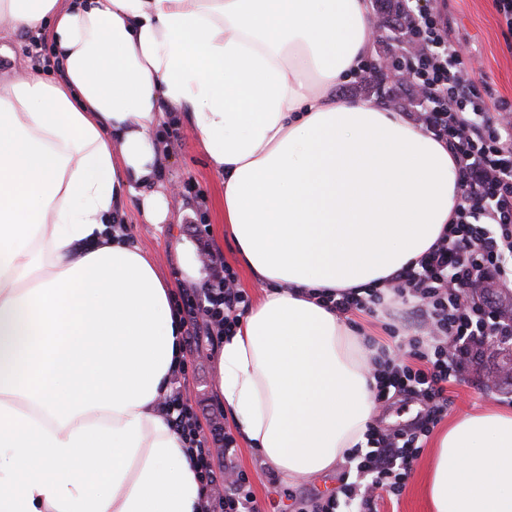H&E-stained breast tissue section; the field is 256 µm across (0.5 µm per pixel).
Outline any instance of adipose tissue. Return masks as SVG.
<instances>
[{"mask_svg":"<svg viewBox=\"0 0 512 512\" xmlns=\"http://www.w3.org/2000/svg\"><path fill=\"white\" fill-rule=\"evenodd\" d=\"M372 0H0V37L49 38L60 77L0 75V512H201L159 404L183 328L128 193L169 220L153 132L187 114L224 177V228L265 288L225 337L218 389L285 482L364 446L367 331L329 302L418 261L458 168L390 107L338 95L371 54ZM428 512H512V408L442 429Z\"/></svg>","mask_w":512,"mask_h":512,"instance_id":"1","label":"adipose tissue"}]
</instances>
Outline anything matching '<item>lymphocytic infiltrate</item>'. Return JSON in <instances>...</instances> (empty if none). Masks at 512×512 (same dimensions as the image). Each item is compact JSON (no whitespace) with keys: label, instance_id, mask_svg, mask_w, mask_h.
Wrapping results in <instances>:
<instances>
[{"label":"lymphocytic infiltrate","instance_id":"obj_1","mask_svg":"<svg viewBox=\"0 0 512 512\" xmlns=\"http://www.w3.org/2000/svg\"><path fill=\"white\" fill-rule=\"evenodd\" d=\"M396 12L419 46L408 71L426 93L425 111L410 118L447 145L458 166L461 195L456 222L417 267L396 273L386 291L366 298L343 293L334 303L339 312H379L390 323H409L415 330L398 345L404 363H393L385 352L379 356L389 375L378 397L389 399L395 390L413 392L423 416L414 429L375 438L374 450L357 465L356 481L343 486L357 512H378L384 496L402 493L421 436L448 412V380L480 360L488 346L512 336V320L470 294L487 275L512 281V119L504 103L482 95V79L441 20V0L415 5L399 0ZM194 233L206 258V279L173 297L184 328L183 351L192 356L202 346H218L250 307L236 273L210 244L207 225H195ZM185 376L181 370L173 377L162 410L180 433L206 490L202 512H260L248 474L233 463L237 443L232 432L219 427L203 431L184 395ZM217 455L224 458L220 474L212 464Z\"/></svg>","mask_w":512,"mask_h":512}]
</instances>
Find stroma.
Listing matches in <instances>:
<instances>
[{
	"label": "stroma",
	"instance_id": "1",
	"mask_svg": "<svg viewBox=\"0 0 512 512\" xmlns=\"http://www.w3.org/2000/svg\"><path fill=\"white\" fill-rule=\"evenodd\" d=\"M446 19L456 40L472 55L478 76L488 83L494 97L512 105V33L495 11L493 0H447ZM339 93L345 98L383 104L393 98L397 101V111L405 113L410 112L414 97L407 85H388L378 93L367 91L361 79L355 77L343 82ZM155 136L158 141L171 143L169 151L160 155L159 175L169 189L170 221L145 223L140 210L141 198L135 194L124 196L117 220L127 225L131 245L153 259L160 278L175 291L186 283L177 247L196 242L188 223L196 196L204 198L201 207L210 226L211 244L221 250L229 266H236L237 261L235 246L224 234V178L212 165L187 118H180L175 124L162 121ZM498 361L496 351H488L480 363L465 367L457 378L449 381L447 388L452 403L444 422H451L476 405L512 407V388L495 380ZM216 370L215 352L202 351L188 366L184 393L202 425L217 423L228 427L232 419L217 388ZM419 410L414 398L397 394L389 401L378 403L374 425L385 433L407 430L416 423ZM431 454V441H424L419 456L411 464L402 494L384 500L381 512H427L424 481ZM235 463L248 473L261 512H316L318 503L330 497L336 501V512H348L339 486L345 480L355 481V464L347 462L334 472L287 484L266 469L258 453L243 442L238 445Z\"/></svg>",
	"mask_w": 512,
	"mask_h": 512
}]
</instances>
